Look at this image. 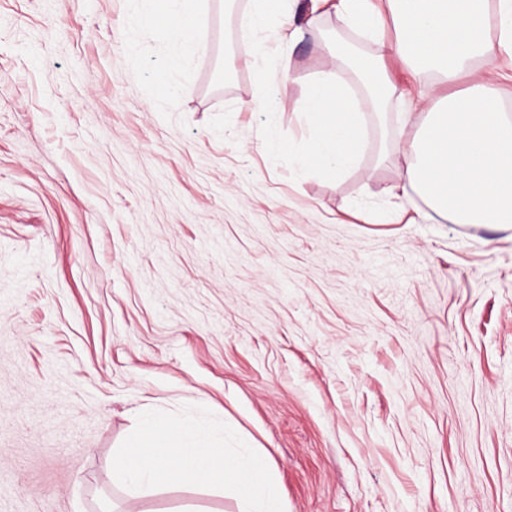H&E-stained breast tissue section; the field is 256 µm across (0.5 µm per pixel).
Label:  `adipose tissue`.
<instances>
[{"mask_svg": "<svg viewBox=\"0 0 512 512\" xmlns=\"http://www.w3.org/2000/svg\"><path fill=\"white\" fill-rule=\"evenodd\" d=\"M198 4L151 0L141 23L152 28L159 16L177 18L178 26L163 34L190 54L199 46ZM329 13L379 41L393 25L390 51L417 76L449 88L428 111L401 115L397 139L409 155L402 192H418L455 224H512V118L495 84L479 73L480 66L512 57V0H311L302 22L290 0H280L274 16L266 0H254L241 32L271 33L283 49ZM465 78L469 86L459 89Z\"/></svg>", "mask_w": 512, "mask_h": 512, "instance_id": "1", "label": "adipose tissue"}]
</instances>
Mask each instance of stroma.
<instances>
[{"mask_svg": "<svg viewBox=\"0 0 512 512\" xmlns=\"http://www.w3.org/2000/svg\"><path fill=\"white\" fill-rule=\"evenodd\" d=\"M200 50L146 0H0V512H240L139 498L113 456L148 410L204 406L265 457L287 512H512V226L398 188L419 85L325 16L282 52L304 140L335 36L395 86L338 180L262 148L249 0H200Z\"/></svg>", "mask_w": 512, "mask_h": 512, "instance_id": "obj_1", "label": "stroma"}]
</instances>
